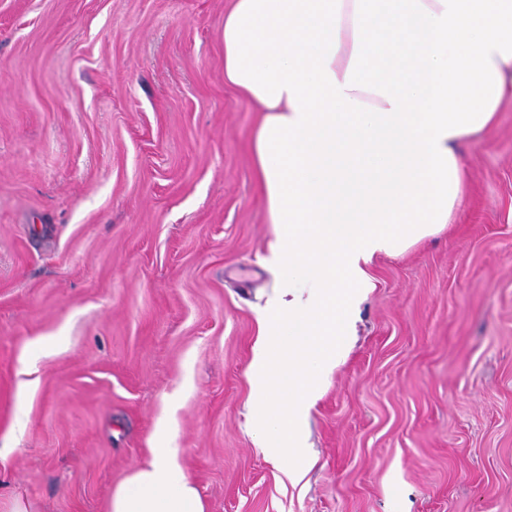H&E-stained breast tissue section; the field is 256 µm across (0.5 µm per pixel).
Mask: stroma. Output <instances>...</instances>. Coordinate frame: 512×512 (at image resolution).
<instances>
[{
	"mask_svg": "<svg viewBox=\"0 0 512 512\" xmlns=\"http://www.w3.org/2000/svg\"><path fill=\"white\" fill-rule=\"evenodd\" d=\"M229 4L0 0V512H106L157 448L207 512H512V102L448 228L370 265L290 482L249 422L260 313L297 280L259 261Z\"/></svg>",
	"mask_w": 512,
	"mask_h": 512,
	"instance_id": "35a3bbf8",
	"label": "stroma"
}]
</instances>
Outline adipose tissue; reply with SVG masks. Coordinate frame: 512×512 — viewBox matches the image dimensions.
<instances>
[{"label": "adipose tissue", "mask_w": 512, "mask_h": 512, "mask_svg": "<svg viewBox=\"0 0 512 512\" xmlns=\"http://www.w3.org/2000/svg\"><path fill=\"white\" fill-rule=\"evenodd\" d=\"M224 80L262 116L251 162L277 288L250 365L252 428L311 465L305 422L346 350L377 255L397 257L461 203V148L512 99V0H233ZM107 512H206L171 449L111 493Z\"/></svg>", "instance_id": "ef3b65f1"}]
</instances>
